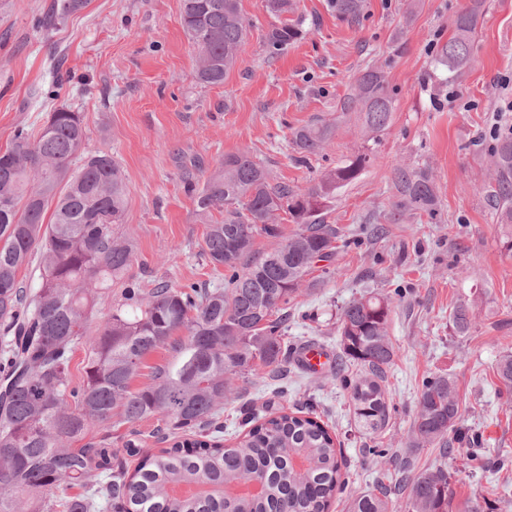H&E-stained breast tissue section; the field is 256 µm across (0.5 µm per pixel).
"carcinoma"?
<instances>
[{
    "instance_id": "cac0c4a2",
    "label": "carcinoma",
    "mask_w": 512,
    "mask_h": 512,
    "mask_svg": "<svg viewBox=\"0 0 512 512\" xmlns=\"http://www.w3.org/2000/svg\"><path fill=\"white\" fill-rule=\"evenodd\" d=\"M336 15L360 21L364 0H331ZM485 0H470L454 21V34L432 50L435 66L457 77L469 64ZM90 0H54L42 21L51 28L86 9ZM293 0H265L280 18ZM181 22L196 52L195 77L220 85L235 67L251 26L240 0H181ZM301 34V21L274 25L266 34L273 53ZM362 114L377 140L388 127L395 99L379 68L366 69L343 104ZM332 126L311 123L292 133L304 163L318 153ZM87 137L83 116L66 106L49 113L37 130L18 129L0 149V512H329L343 490L336 437L317 420L271 414L236 444L224 447V398L261 371H284L290 349L288 302L319 262L337 256L336 226L325 212L337 192L356 180L370 160L366 150L301 189L272 182L247 151L224 157L195 190L196 215L208 223L202 252L224 267V287H174L164 281L125 286L97 336L86 326L96 300L112 293V280L133 262L130 243L116 232L124 223L127 185L120 165L99 152L70 164ZM491 202L507 227L512 251V132L491 150ZM391 220L437 210L436 184L425 168L399 166L391 173ZM51 219H46L47 211ZM223 219L208 222L212 211ZM285 210L296 232L276 248L255 254L256 237L280 236ZM39 254V284L26 288L21 270ZM402 290L369 291L349 302L337 320L339 353L331 376L351 369L354 411L369 434L389 421L387 373L397 349L389 336L392 305ZM474 302L464 299L449 319L459 335L473 324ZM86 347L85 377L73 384L70 362ZM171 350L173 359L151 368L138 390L131 381L146 356ZM497 374L512 389V350ZM132 427L148 420L161 447L128 473L120 449L103 440L79 448L93 425L112 420ZM458 399L447 375L422 381L408 445L439 446L470 469L480 460L475 439L458 427ZM167 447H162V444ZM450 475L444 469L404 470L393 487L378 484L353 495L349 512H448Z\"/></svg>"
}]
</instances>
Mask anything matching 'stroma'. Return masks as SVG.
I'll use <instances>...</instances> for the list:
<instances>
[{"instance_id":"1","label":"stroma","mask_w":512,"mask_h":512,"mask_svg":"<svg viewBox=\"0 0 512 512\" xmlns=\"http://www.w3.org/2000/svg\"><path fill=\"white\" fill-rule=\"evenodd\" d=\"M50 3L0 0V149L15 130L40 127L60 106L82 113L86 152L111 154L124 171L126 217L118 232L135 252L125 279L146 288L161 280L223 286V270L200 253L206 226L190 186L202 185L225 155L247 151L273 180L307 187L367 146L357 113L342 106L364 69L384 70L396 100L392 120L370 145L369 165L327 212L344 242L289 303L288 343L337 352L341 306L369 286L403 287L391 315L398 356L387 374L389 424L368 436L349 391L328 374L291 365L285 377L258 374L225 400L224 442L246 431L241 407L263 415L313 403L349 467L330 512H346L352 495L397 478L390 461L372 463L374 446L409 452L419 471H451L449 512H461L490 485H512V465L499 464L500 451L512 452V394L495 373L512 337V252L487 202L493 133L512 126V0H486L471 61L453 80L434 68L431 52L451 36L469 0H365L356 24L337 17L330 0H295L302 34L275 54L265 42L274 19L264 0H241L252 26L236 66L215 86L195 78L180 0H91L47 30L40 21ZM315 121L332 124L334 133L296 164L291 135ZM401 165L432 173L433 218L389 222L391 172ZM372 224L386 225V234L365 235ZM472 290L474 323L459 336L449 314ZM438 374L454 381L459 425L479 437L485 467L460 472L437 447L405 449L421 383Z\"/></svg>"}]
</instances>
